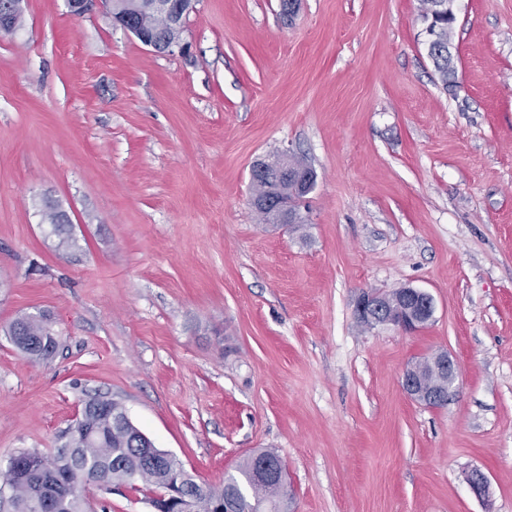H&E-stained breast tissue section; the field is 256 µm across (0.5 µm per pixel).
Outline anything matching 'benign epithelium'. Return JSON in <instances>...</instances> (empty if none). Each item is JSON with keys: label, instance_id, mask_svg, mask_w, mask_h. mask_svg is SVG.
Here are the masks:
<instances>
[{"label": "benign epithelium", "instance_id": "obj_1", "mask_svg": "<svg viewBox=\"0 0 512 512\" xmlns=\"http://www.w3.org/2000/svg\"><path fill=\"white\" fill-rule=\"evenodd\" d=\"M70 11L76 15L84 14L94 7L102 8L112 21L134 34L152 51L165 54L176 49H183L180 40H166L159 33L145 26L137 25L130 14L117 7V0H66ZM194 0H145L144 10L163 16L169 27L183 29L185 16L193 10ZM21 11V0H3L0 3V32L14 31V18ZM274 171L286 188L283 194L272 196L264 201L253 199L251 205L263 206L270 214L279 217L277 223L290 224L300 222L297 210L288 204L285 196L290 194L299 199L311 192L316 182V173L312 168L302 170L295 168L292 157L287 154L273 155L263 160V164L254 168L257 174L265 175ZM435 305L432 296L423 290L402 287L391 292L365 290L360 293L356 303V313L361 323L376 327L392 325L405 332H415L429 322L434 315ZM431 366L440 377L448 379L444 389H434L427 385L426 377L419 363L410 364L403 372L401 386L407 397L428 407H440L454 395L455 384L459 374L457 359L446 351L433 355ZM256 463L254 477L257 481L276 485L280 496L275 504L251 501L242 494L224 496V512H273L285 510L291 503V491L287 486L285 469L280 459L257 453L253 455Z\"/></svg>", "mask_w": 512, "mask_h": 512}]
</instances>
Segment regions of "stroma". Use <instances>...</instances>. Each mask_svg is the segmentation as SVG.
<instances>
[{
    "label": "stroma",
    "instance_id": "stroma-1",
    "mask_svg": "<svg viewBox=\"0 0 512 512\" xmlns=\"http://www.w3.org/2000/svg\"><path fill=\"white\" fill-rule=\"evenodd\" d=\"M453 11L445 85L421 0H197L183 54L24 0L0 34V466L100 394L199 482L275 450L296 512H512V0ZM282 152L317 173L296 231L250 203ZM403 286L432 321L361 325L362 291ZM23 312L53 359L10 341ZM444 349L455 394L410 400L404 369ZM8 336L14 346L33 361L50 358L57 348L52 323L44 313H20L10 324Z\"/></svg>",
    "mask_w": 512,
    "mask_h": 512
}]
</instances>
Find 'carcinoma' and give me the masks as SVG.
Wrapping results in <instances>:
<instances>
[{
  "label": "carcinoma",
  "instance_id": "1",
  "mask_svg": "<svg viewBox=\"0 0 512 512\" xmlns=\"http://www.w3.org/2000/svg\"><path fill=\"white\" fill-rule=\"evenodd\" d=\"M435 28L437 44L442 52L431 56L435 72L443 84L454 77L448 57V39L453 19L444 15L426 14ZM252 193L265 198L278 191V184L263 177L251 179ZM65 213L56 210L47 215L60 244L73 242ZM8 336L14 346L28 359L46 360L56 351L57 340L49 317L41 313H21L10 324ZM85 421L69 429L65 441L51 454L22 451L14 466L0 474L3 485L11 489L14 512H89L86 497L90 485L110 487L126 484L132 489L143 485L153 493L151 504L162 506L168 488L178 478L181 463L174 460L170 471L155 469L142 462V449L136 438L140 428L126 417L124 407L104 396H91L84 401ZM233 482L248 488L258 501H277L279 492L271 483H259L252 475V461L245 459ZM189 494L199 503L198 512H218L224 505L227 486L203 487L190 484Z\"/></svg>",
  "mask_w": 512,
  "mask_h": 512
}]
</instances>
